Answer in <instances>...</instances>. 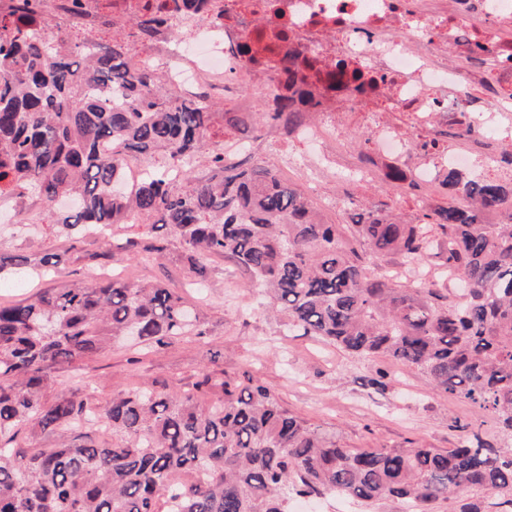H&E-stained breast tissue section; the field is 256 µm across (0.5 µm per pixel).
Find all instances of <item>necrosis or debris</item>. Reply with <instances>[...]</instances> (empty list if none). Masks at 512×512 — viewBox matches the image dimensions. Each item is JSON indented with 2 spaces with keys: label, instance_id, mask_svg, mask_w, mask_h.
I'll list each match as a JSON object with an SVG mask.
<instances>
[{
  "label": "necrosis or debris",
  "instance_id": "necrosis-or-debris-1",
  "mask_svg": "<svg viewBox=\"0 0 512 512\" xmlns=\"http://www.w3.org/2000/svg\"><path fill=\"white\" fill-rule=\"evenodd\" d=\"M164 29L183 27L188 39L164 43L169 83L185 94L206 88L236 94L245 85L264 103L285 92L278 58L300 54L313 68L307 83L321 103L320 120L299 128L304 141L348 150L336 133L340 112H410L415 127L484 130L488 116L512 125V0H206L194 10L155 0ZM378 163L353 164L363 180L387 182L393 170L437 184L448 167L479 177L496 155L472 162L452 153L428 162L395 126L377 130Z\"/></svg>",
  "mask_w": 512,
  "mask_h": 512
}]
</instances>
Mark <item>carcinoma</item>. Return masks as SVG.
Segmentation results:
<instances>
[{
	"mask_svg": "<svg viewBox=\"0 0 512 512\" xmlns=\"http://www.w3.org/2000/svg\"><path fill=\"white\" fill-rule=\"evenodd\" d=\"M0 13V196L24 185L46 202L70 197L53 228L70 236L139 221L174 234L188 268L227 257L269 296L288 324L361 358L385 356L426 373L436 391L491 411L512 432V181L446 170L448 205L424 214L448 238V267L468 284L440 301L425 282L409 286L379 272L400 255L411 272L434 241L422 224L362 213L354 224H325L312 202L267 165L224 156L213 137L211 104L174 97L156 70L133 71V44L73 45L37 34V0ZM138 38L163 21L135 18ZM288 91L266 119L292 130L306 76L299 57L280 60ZM212 147L215 168L192 177L196 155ZM135 150L168 162L122 194L120 155ZM506 214L511 221L492 222ZM134 253L163 256L166 238L126 240ZM53 254L23 258L50 272ZM206 336L179 293L158 283H63L33 299L0 305V512H290L296 497L342 495L364 505L400 498L435 512L467 493L512 504V455L461 445L345 447L336 434L284 408L252 380L221 388L210 403L179 390L135 388L103 406L80 386L79 362L133 336L161 350L181 336ZM61 367L57 375L49 373ZM69 393L51 400L57 383ZM96 421L112 434L83 431ZM54 433V448L21 450L20 434ZM27 457L25 465L17 457Z\"/></svg>",
	"mask_w": 512,
	"mask_h": 512,
	"instance_id": "cac0c4a2",
	"label": "carcinoma"
}]
</instances>
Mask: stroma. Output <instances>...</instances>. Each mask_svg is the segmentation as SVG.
Masks as SVG:
<instances>
[{
  "label": "stroma",
  "instance_id": "obj_1",
  "mask_svg": "<svg viewBox=\"0 0 512 512\" xmlns=\"http://www.w3.org/2000/svg\"><path fill=\"white\" fill-rule=\"evenodd\" d=\"M281 146L282 153L257 155L255 163L277 169L283 154L292 155L297 167L286 178L313 201L326 223L349 224L371 209L394 212L403 223L415 224L424 212L448 202L434 186L414 190L340 179L338 171L347 166L343 159L320 176L303 177L299 170L311 156L306 143L286 138ZM52 220L43 198L21 188L0 210V252L61 257L57 273L41 279L26 268L0 276V302L29 299L64 281H89L97 268L93 254L107 249L112 258L106 271L175 288L209 330L205 339L182 337L161 351L118 342L106 354L84 362L85 377L97 388L100 400L133 387L192 393L206 373L238 382L253 378L269 387L285 408L336 432L351 448L445 450L468 441L512 452V433L491 413L463 398L439 394L417 369L383 356L359 358L288 328L269 311L248 273L230 259L212 258L200 282L185 267L177 238H170L163 257L145 260L92 234L73 243L52 229ZM380 371L387 375L384 386L371 385Z\"/></svg>",
  "mask_w": 512,
  "mask_h": 512
}]
</instances>
